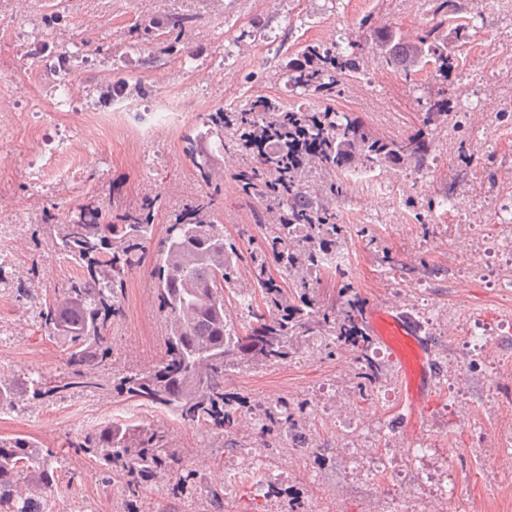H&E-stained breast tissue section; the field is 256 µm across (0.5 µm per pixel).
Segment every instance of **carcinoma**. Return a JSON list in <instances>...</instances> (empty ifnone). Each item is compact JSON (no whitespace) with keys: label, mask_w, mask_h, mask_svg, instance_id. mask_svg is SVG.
I'll use <instances>...</instances> for the list:
<instances>
[{"label":"carcinoma","mask_w":512,"mask_h":512,"mask_svg":"<svg viewBox=\"0 0 512 512\" xmlns=\"http://www.w3.org/2000/svg\"><path fill=\"white\" fill-rule=\"evenodd\" d=\"M465 27H448L440 20L417 34V60L411 40L394 29H372L359 23V35L348 48L311 43L303 67L287 62L288 85L318 98H329L349 78L361 75L365 54L373 52L387 68L406 76L434 64L441 82L465 44ZM208 134L219 147L230 146L250 168L237 181L239 196L278 215L264 243L249 260L237 243L224 236L215 216V200L201 193L174 214L156 250L150 271L151 288L165 320V349L150 367L112 377V392L162 412L188 426L222 433L235 427L241 415H265L266 444L285 436L305 434L307 401L280 397L258 401L228 389L235 371L281 364L307 344L327 354L348 352L360 367L359 394L385 376L370 355L372 339L360 299L342 274L324 264L327 255L343 251L347 227L337 222L335 203L345 194L342 173L353 168L349 154L367 167L427 166L432 136L439 130H459L457 113L439 91L425 98L420 126L400 137L375 131L356 112L288 110L274 97H262L231 112L207 115ZM301 128L312 151L293 163V133ZM276 140L273 151L258 155L250 146L259 133ZM157 199L121 210L113 217L95 209L62 224L42 225V234L64 259L81 272L59 282L52 296L39 302V316L50 337L67 351L68 371L58 383L0 378V407L24 398L44 399L73 388L100 389V368L109 364L112 347L107 330L124 316V284L141 262L144 247L155 237ZM248 263V293L261 296L263 306L247 311L248 325L238 331L224 307L225 293L234 289L242 262ZM288 276L289 288L279 287L271 267ZM42 279L39 267L11 278L15 292L33 299L32 282ZM70 447L117 473L126 498V512H140L143 488L168 477L169 493L179 498L197 487L189 468L167 433L154 425L112 422L78 435ZM59 458L26 437H0V512H44L47 495L57 488Z\"/></svg>","instance_id":"carcinoma-1"}]
</instances>
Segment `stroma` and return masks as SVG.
<instances>
[{
  "mask_svg": "<svg viewBox=\"0 0 512 512\" xmlns=\"http://www.w3.org/2000/svg\"><path fill=\"white\" fill-rule=\"evenodd\" d=\"M461 13L468 42L447 96L462 131L435 136L425 177L432 199L463 194L470 205L427 232L418 223H389L381 201L370 222L376 245L358 237L348 245L353 266L347 280L364 308L389 298L404 300L432 349L435 402L419 435L403 432L398 370L384 345L374 343L373 349L389 380L364 396L355 390L357 364L348 353L327 356L303 348L288 362L236 374L232 387L256 399L307 400L312 448L301 455L290 447H264L247 415L221 436L166 422L169 439L186 463L198 464L204 483L229 485L230 494L174 499L161 478L143 490L141 512H393L399 503L409 512H512V294L496 289L501 260L489 252L500 233L489 222L490 204L512 197V137L496 132L479 109L495 97L506 105L502 124L512 123V10L467 0ZM366 15L375 26L405 34L436 21L430 0H374L365 12L348 0H0V225H9L18 237V252L10 259L16 274L39 264L44 271L39 289L46 295L67 278L69 263L34 238L36 225L48 218L64 221L84 207L111 213L156 197L161 233L173 212L204 190L215 198L225 235L243 251L256 248L272 216L239 198L233 177L243 159L225 154L222 181L202 188L186 139L202 131L208 113L263 96L279 98L289 108L303 104L356 112L386 136L417 127L420 100L438 87L433 67L408 77L394 74L392 84L382 87L357 78L327 101L286 82L282 65L310 43L311 28L332 24L353 36ZM177 17L190 20L178 40L159 39L147 29L150 20ZM35 43L72 56V111H55L59 75L33 57ZM187 54L195 57V67L179 70ZM240 56L252 57V67L237 69ZM104 82L121 99L131 86L146 87L145 95L131 99L126 115L141 163L110 148V136L103 132L88 141L89 164L83 171L46 172L50 152L83 134L82 103L90 99L103 108L96 89ZM163 94L180 100L174 136L142 135L144 112ZM452 242L464 251H487L484 271L474 274L452 262ZM385 250L401 257L402 266L387 268L381 261ZM410 253L417 263H406ZM149 289L150 268L144 265L128 277L125 315L109 331L113 368H146L164 351V319L154 302L145 301ZM468 315L482 318L489 333L485 350L476 356L465 354L457 334L459 317ZM65 371V353L40 326L33 304L13 292L0 296V374L58 381ZM135 406L108 390L26 400L0 414V436L27 437L61 459L56 512H125L112 473L74 453L68 442L88 419H124ZM352 411L375 413L383 424L358 445L371 456L390 459V492L374 489L337 445L339 427ZM419 439L429 441L430 451L415 462L410 452ZM255 453L285 473L287 497L269 502L257 496L258 477L249 466Z\"/></svg>",
  "mask_w": 512,
  "mask_h": 512,
  "instance_id": "obj_1",
  "label": "stroma"
}]
</instances>
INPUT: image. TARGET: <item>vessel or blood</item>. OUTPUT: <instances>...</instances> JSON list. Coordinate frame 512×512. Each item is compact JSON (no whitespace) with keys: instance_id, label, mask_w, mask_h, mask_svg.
I'll return each instance as SVG.
<instances>
[{"instance_id":"obj_1","label":"vessel or blood","mask_w":512,"mask_h":512,"mask_svg":"<svg viewBox=\"0 0 512 512\" xmlns=\"http://www.w3.org/2000/svg\"><path fill=\"white\" fill-rule=\"evenodd\" d=\"M368 323L377 339L387 347L399 368V391L406 434L416 433L434 396L433 359L419 330L404 314L399 300L376 304Z\"/></svg>"}]
</instances>
